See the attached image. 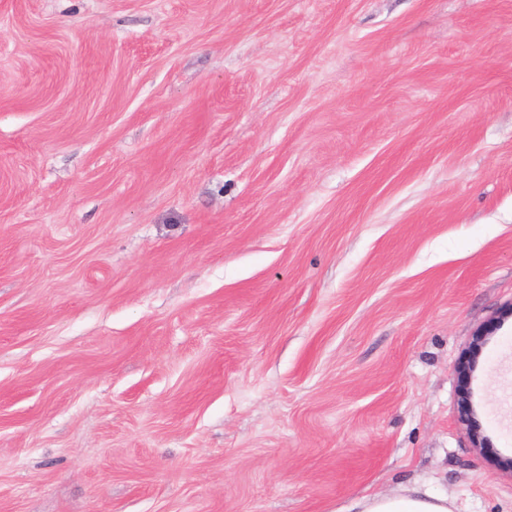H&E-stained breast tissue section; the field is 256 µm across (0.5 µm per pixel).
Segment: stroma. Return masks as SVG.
<instances>
[{"mask_svg": "<svg viewBox=\"0 0 512 512\" xmlns=\"http://www.w3.org/2000/svg\"><path fill=\"white\" fill-rule=\"evenodd\" d=\"M414 485L512 512V0H0V512Z\"/></svg>", "mask_w": 512, "mask_h": 512, "instance_id": "35a3bbf8", "label": "stroma"}]
</instances>
